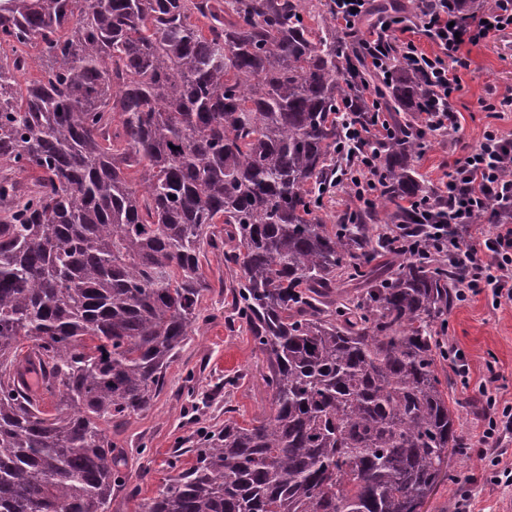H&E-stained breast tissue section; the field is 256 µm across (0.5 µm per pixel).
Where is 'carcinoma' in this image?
Masks as SVG:
<instances>
[{"label":"carcinoma","mask_w":512,"mask_h":512,"mask_svg":"<svg viewBox=\"0 0 512 512\" xmlns=\"http://www.w3.org/2000/svg\"><path fill=\"white\" fill-rule=\"evenodd\" d=\"M15 44L0 165L38 176L0 178V512H111L107 427L151 408L208 320L214 224L271 411L202 432L137 512H420L462 447L437 331L458 271L397 250L425 235L424 81L369 68L313 0H0ZM369 96L394 127L379 202L329 226L337 108L360 120Z\"/></svg>","instance_id":"cac0c4a2"}]
</instances>
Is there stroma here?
Instances as JSON below:
<instances>
[{
    "label": "stroma",
    "mask_w": 512,
    "mask_h": 512,
    "mask_svg": "<svg viewBox=\"0 0 512 512\" xmlns=\"http://www.w3.org/2000/svg\"><path fill=\"white\" fill-rule=\"evenodd\" d=\"M471 71L463 77L457 94L459 136L462 143L477 141L485 127L498 124L512 129V112L494 120L483 102L489 92L512 90V33L493 36L471 47ZM448 135H435L417 157L415 167L426 184L439 181L457 154ZM201 270L212 289L202 306L210 319L189 336L179 356L166 373L167 385L152 408L111 428L113 441L127 452L128 479L139 489L137 497L120 492L112 512H134L139 499L155 497L171 474L170 461L190 467L200 428L223 426L225 418L239 421L269 411L272 396L264 376V356L254 345L250 332L230 317V297L225 286L232 273L224 264V253L207 250ZM448 330L470 364L468 383H461L449 364H442L439 377L448 385V405L457 417L458 431L466 445L477 446L481 424L476 418L479 408L478 385L486 362H494L504 377L499 391L501 401L512 404V308L492 310L490 299L479 295L464 302H454L448 311ZM239 376L237 386L215 399L200 402L188 395L189 386L208 391L227 376ZM151 477L139 480L143 468ZM479 462L470 454L452 455L448 462L449 477L443 480L423 506V512H450L460 490L466 487Z\"/></svg>",
    "instance_id": "35a3bbf8"
}]
</instances>
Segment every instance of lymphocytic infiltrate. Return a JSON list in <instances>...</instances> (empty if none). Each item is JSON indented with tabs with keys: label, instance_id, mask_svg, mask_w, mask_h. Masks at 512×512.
<instances>
[{
	"label": "lymphocytic infiltrate",
	"instance_id": "lymphocytic-infiltrate-1",
	"mask_svg": "<svg viewBox=\"0 0 512 512\" xmlns=\"http://www.w3.org/2000/svg\"><path fill=\"white\" fill-rule=\"evenodd\" d=\"M340 27L362 30L361 44L370 62L388 72L398 60L428 82L431 94L420 120L425 131L458 129L455 94L471 60L463 49L500 31H512V0H494L490 9L465 13L448 0H431L433 7L392 21L379 19L367 29L360 22L371 10V0H330ZM425 37L433 46L425 52L415 42ZM336 119L345 133L336 147L342 161L336 182L352 190L357 201L373 197L377 187L380 149L392 128L388 121L363 126L340 111ZM427 210L426 255L444 257L463 266L466 276L456 290L458 301L487 294L495 309L512 308V132L486 127L481 139L466 147L435 189ZM499 375L488 369L479 386L484 425L475 456L490 463V479L512 486V463L503 460L502 445L512 438V405L497 396Z\"/></svg>",
	"mask_w": 512,
	"mask_h": 512
}]
</instances>
